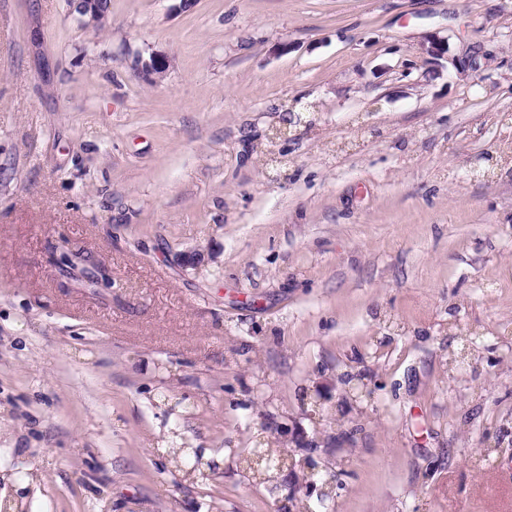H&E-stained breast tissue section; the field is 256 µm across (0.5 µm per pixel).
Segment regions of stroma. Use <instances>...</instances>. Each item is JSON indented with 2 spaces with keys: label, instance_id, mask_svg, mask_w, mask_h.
Here are the masks:
<instances>
[{
  "label": "stroma",
  "instance_id": "1",
  "mask_svg": "<svg viewBox=\"0 0 512 512\" xmlns=\"http://www.w3.org/2000/svg\"><path fill=\"white\" fill-rule=\"evenodd\" d=\"M5 499L512 512V0H0ZM73 13L81 27L89 30H100L107 28L111 7L106 0H68Z\"/></svg>",
  "mask_w": 512,
  "mask_h": 512
}]
</instances>
